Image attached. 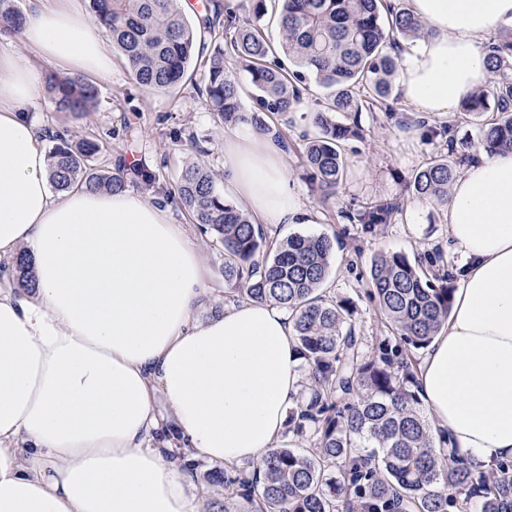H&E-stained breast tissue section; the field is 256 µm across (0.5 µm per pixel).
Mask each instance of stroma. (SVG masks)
I'll return each mask as SVG.
<instances>
[{"mask_svg":"<svg viewBox=\"0 0 512 512\" xmlns=\"http://www.w3.org/2000/svg\"><path fill=\"white\" fill-rule=\"evenodd\" d=\"M194 82L184 83L166 93L150 92L130 78L120 53L112 55L109 77H95L99 90L96 106L80 120L58 112L46 91H39L36 108L27 110V120L52 133L68 138H95L103 151L94 158L95 167L113 168L116 161L146 160L159 175L158 184L173 191L185 162L198 161L215 174L224 172V133L228 126L213 112L197 83L204 80V65H193ZM323 97L320 88L305 95L299 110L276 121L275 127L288 139L285 169L296 184L302 204L311 209V224H279L266 227L268 239L279 241L295 234H325L339 237L330 284L337 297L350 299L351 322L362 338L363 352H372L380 339L390 335V327L380 319L368 292V278L375 255L397 251L409 260L432 251H441L445 269L457 265L448 249V226L443 206L425 204L403 191L405 181L440 149L428 142L404 119L413 107L404 101L400 89H393L385 104L374 111L359 112L356 120L361 139L347 144L344 183L338 196L322 198L305 172L303 145L311 130L304 113L312 111ZM400 199L401 214L389 224L364 230L349 224L342 211L369 200ZM174 222L184 225L189 237L201 248L211 269V298L202 316L223 310L226 303L224 249L210 235L190 223L185 211L172 207Z\"/></svg>","mask_w":512,"mask_h":512,"instance_id":"obj_1","label":"stroma"}]
</instances>
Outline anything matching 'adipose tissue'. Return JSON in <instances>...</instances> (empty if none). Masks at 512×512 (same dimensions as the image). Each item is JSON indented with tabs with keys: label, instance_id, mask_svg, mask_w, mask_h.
<instances>
[{
	"label": "adipose tissue",
	"instance_id": "ef3b65f1",
	"mask_svg": "<svg viewBox=\"0 0 512 512\" xmlns=\"http://www.w3.org/2000/svg\"><path fill=\"white\" fill-rule=\"evenodd\" d=\"M431 35L404 43L398 85L447 115L491 74L486 41L512 0H411ZM35 60L109 76L112 46L78 0L34 10ZM35 61L0 51V512H203L182 455L256 465L284 440L305 373L291 316L248 301L199 318L201 251L135 190H54ZM224 180L256 223L309 224L272 136H224ZM460 261L447 323L417 371L432 429L476 471L512 460V152H477L450 190Z\"/></svg>",
	"mask_w": 512,
	"mask_h": 512
}]
</instances>
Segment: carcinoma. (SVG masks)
Segmentation results:
<instances>
[{"instance_id":"obj_1","label":"carcinoma","mask_w":512,"mask_h":512,"mask_svg":"<svg viewBox=\"0 0 512 512\" xmlns=\"http://www.w3.org/2000/svg\"><path fill=\"white\" fill-rule=\"evenodd\" d=\"M248 16L220 7L196 16L193 27L180 0H92L94 24L112 36V48L140 87L165 92L186 80L195 59L198 33L230 35L234 61L248 73L253 109L240 102L237 72L216 44L204 73L207 101L228 124L250 123L270 131L265 116L296 111L307 80L327 90L310 113L314 137L304 162L321 196L339 194L346 169L344 146L361 136L356 122L337 120L384 104L400 71V41L421 37L425 22L387 0H248ZM278 14L280 51L263 35L268 9ZM23 16L12 0H0V35L19 37ZM494 64L488 82L469 92L461 110L495 113L479 125L478 147L494 155L512 151V28L489 39ZM45 89L57 111L83 118L98 89L83 75L46 76ZM423 137L441 139L446 151L416 171L409 188L430 203H448V189L470 155L454 137L453 125L420 123ZM97 141L53 136L51 176L58 191L73 187L113 192L127 187L121 172H103L90 161ZM166 200L180 205L224 248V282L229 293L288 308L307 382L288 413V433L313 434L315 447L271 449L250 475L237 467H213L208 479L224 499L206 500V512H229L232 501L246 512H512V461L477 473L465 461L439 455L421 409L416 367L406 349L427 347L448 321L453 288L447 273L428 274L429 255L415 262L399 252L376 256L369 271V298L390 325L375 352L365 355L350 323L352 303L328 291L336 239L294 234L269 244L261 225L227 202L213 172L190 161ZM402 211L398 199L367 204L342 217L372 229ZM16 285L32 286L29 261L16 259ZM358 448H369L359 454Z\"/></svg>"}]
</instances>
